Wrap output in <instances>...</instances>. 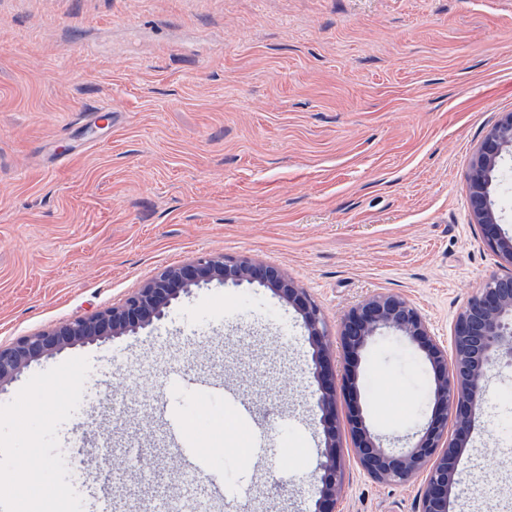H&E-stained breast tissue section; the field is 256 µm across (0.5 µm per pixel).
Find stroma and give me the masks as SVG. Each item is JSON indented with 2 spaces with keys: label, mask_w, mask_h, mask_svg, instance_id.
Returning a JSON list of instances; mask_svg holds the SVG:
<instances>
[{
  "label": "stroma",
  "mask_w": 512,
  "mask_h": 512,
  "mask_svg": "<svg viewBox=\"0 0 512 512\" xmlns=\"http://www.w3.org/2000/svg\"><path fill=\"white\" fill-rule=\"evenodd\" d=\"M512 113V0H0V345L121 302L205 254L280 266L319 305L353 410L396 448L431 415L420 352L341 317L393 292L442 345L497 268L473 157ZM453 512H512V368L489 374ZM301 318L268 289H193L138 334L0 388L7 512L82 504L56 469L111 459L108 512H309L323 429ZM210 449L189 464L190 445ZM285 486L274 489L272 477ZM347 460L338 512H417Z\"/></svg>",
  "instance_id": "obj_1"
}]
</instances>
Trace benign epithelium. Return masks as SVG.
I'll use <instances>...</instances> for the list:
<instances>
[{"label":"benign epithelium","mask_w":512,"mask_h":512,"mask_svg":"<svg viewBox=\"0 0 512 512\" xmlns=\"http://www.w3.org/2000/svg\"><path fill=\"white\" fill-rule=\"evenodd\" d=\"M512 153V113H504L474 156L469 175V219L499 259L482 288L458 314L452 349L439 343L418 311L395 293L368 296L341 320L344 352L358 357L383 330L407 340L424 356L433 374V408L426 425L402 448H387L366 425L362 413L350 420L351 453L358 465L382 483L423 484L418 512H450L455 476L485 396L488 374L512 366V236L501 232L491 191L503 153ZM218 282L269 289L300 315L311 348L317 389L313 410L323 426L320 458L312 475L314 512H336L342 493L344 456L336 429V378L328 363V329L307 291L280 267L224 255H204L168 266L123 301L47 331L0 346V386L14 380L32 362L77 345L119 338L146 329L192 288Z\"/></svg>","instance_id":"7a95c632"}]
</instances>
